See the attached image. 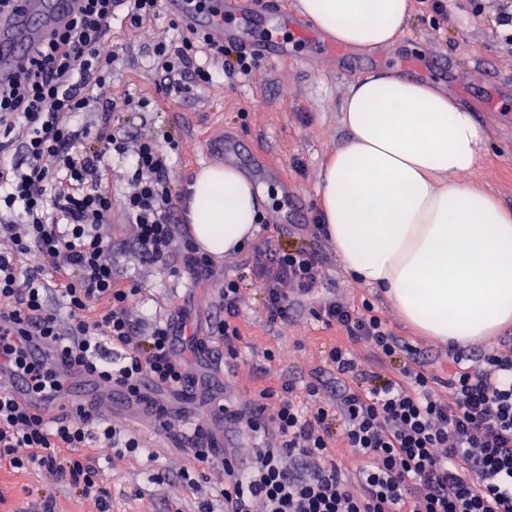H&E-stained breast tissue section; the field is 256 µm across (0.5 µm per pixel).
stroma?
<instances>
[{
	"instance_id": "stroma-1",
	"label": "stroma",
	"mask_w": 512,
	"mask_h": 512,
	"mask_svg": "<svg viewBox=\"0 0 512 512\" xmlns=\"http://www.w3.org/2000/svg\"><path fill=\"white\" fill-rule=\"evenodd\" d=\"M441 21H434L428 0H413V16L400 40L391 47L349 49L344 61L296 47L288 57L260 58L245 80L215 74L210 86L171 94L165 109L135 111L117 106L114 121L126 134L180 143L176 154H165L172 184L183 189L205 162L207 140L226 136L243 141L254 158L276 161L278 192L264 210L267 229L257 230L255 242L272 237L297 241L323 260L324 277L315 292L295 308L285 326L266 321L262 290L251 274L248 251L213 261V273L195 276L188 270L164 275L120 253L116 272L123 282L142 288L150 317L186 313L188 327L205 332L214 324L213 305L224 276L240 279L243 301L237 323L242 332L241 357L209 374V391L227 403L241 406L263 388L280 387L285 380L304 384L320 375L335 385L336 374L325 361L329 347L346 344L343 331L326 327L313 314L322 298L339 295L352 307L373 304L395 335L409 341L424 355V370L433 377V390L446 394L448 375L455 364L446 342L417 334L405 325L380 293L354 281L336 257L332 243L314 223L318 216L317 186L320 170L344 138L340 105L350 85L381 66L404 67L417 60L414 78L429 79L470 108L486 139L474 177L507 206L512 207V47L501 38L493 0H444ZM167 11L132 32L122 19L112 22L107 49L120 63L112 73V95L138 96L155 80L149 68V50L156 39L175 38ZM299 195L305 206V229L283 224L278 212L284 194ZM274 360H266V352ZM140 451L101 462L99 482L110 494L112 512H197L208 499L214 512H224L221 470L209 471L208 481L192 486L180 473L194 467V459L179 438L162 442L140 431ZM0 512H97L92 500L77 488L31 467L19 472L0 469Z\"/></svg>"
}]
</instances>
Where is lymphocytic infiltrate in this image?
Here are the masks:
<instances>
[{
  "label": "lymphocytic infiltrate",
  "mask_w": 512,
  "mask_h": 512,
  "mask_svg": "<svg viewBox=\"0 0 512 512\" xmlns=\"http://www.w3.org/2000/svg\"><path fill=\"white\" fill-rule=\"evenodd\" d=\"M69 23L34 44L25 65L0 82V323L10 336H38L61 357L120 382L130 399L145 401L139 383L180 390L190 380L177 345L185 321L144 328L133 302L139 289L121 284L112 267V190L101 164L119 155L131 160L122 208L125 247L140 263L174 270L184 261L209 272L212 260L185 249V192L174 191L163 158L174 139L120 133L99 106L118 60L103 45L114 16L131 30L155 16L162 0H81ZM153 69L159 81L139 107L166 104L172 92L212 83L214 67L249 76L255 54L180 28L174 43L157 42ZM252 271L263 293L269 323H288L294 299L313 292L323 276L317 253L267 239L253 249ZM61 294L64 307L51 302ZM242 302L237 281L218 290L217 333L224 347L214 362L240 355L236 323ZM325 325L342 328L348 346L329 348L326 359L340 375L358 364L350 351L368 345L402 359L399 375L371 374L368 385L337 389L282 382L243 407L225 406L224 422L248 438L244 448L216 456L209 435L196 439L195 472L222 466L220 494L227 512H512V351L467 359L448 377V393H433L430 378L415 369L417 350L395 336L371 305L352 308L342 297L319 301ZM124 354L111 358L109 346ZM314 402L311 410L300 399ZM343 443L355 465L347 482L332 459ZM95 445L96 456L81 455ZM139 443L98 414L80 410L57 418L27 407L0 387V461L23 470L35 465L68 481L98 512H110L97 481L99 460L136 452Z\"/></svg>",
  "instance_id": "obj_1"
}]
</instances>
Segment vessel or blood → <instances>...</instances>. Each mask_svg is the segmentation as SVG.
<instances>
[{"mask_svg": "<svg viewBox=\"0 0 512 512\" xmlns=\"http://www.w3.org/2000/svg\"><path fill=\"white\" fill-rule=\"evenodd\" d=\"M164 5L182 23L205 30L215 41L233 43L247 51L259 50L271 58L288 54L287 42L278 38L281 27H291L296 38L303 41L319 39L318 33L303 19L259 11L253 0H211L203 11L195 10L189 0H165ZM80 6V0H23L18 11L0 19V80L9 81L24 64L32 44L63 27ZM206 153L229 161L239 157L241 149L233 141L219 138L208 142ZM22 346L53 372L57 383L56 388L34 392L26 376L1 358L0 379H9L13 395L30 408L50 410L64 398L103 412L115 407L124 409L133 423L153 418L152 408L128 402L120 387L103 385L97 378L64 362L56 349L41 338L29 337Z\"/></svg>", "mask_w": 512, "mask_h": 512, "instance_id": "b4317fda", "label": "vessel or blood"}]
</instances>
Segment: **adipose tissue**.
Returning a JSON list of instances; mask_svg holds the SVG:
<instances>
[{
    "mask_svg": "<svg viewBox=\"0 0 512 512\" xmlns=\"http://www.w3.org/2000/svg\"><path fill=\"white\" fill-rule=\"evenodd\" d=\"M412 0H296L336 43L371 50L404 33ZM346 137L323 164L320 222L336 256L420 335L466 343L512 324V208L473 184L484 132L434 83L394 68L348 89ZM188 226L199 251L247 245L267 196L231 165L200 169Z\"/></svg>",
    "mask_w": 512,
    "mask_h": 512,
    "instance_id": "ef3b65f1",
    "label": "adipose tissue"
}]
</instances>
